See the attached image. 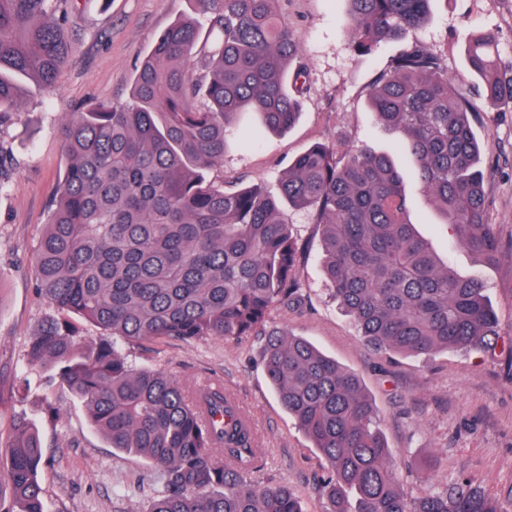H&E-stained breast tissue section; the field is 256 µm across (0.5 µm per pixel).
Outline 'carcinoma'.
Segmentation results:
<instances>
[{"mask_svg":"<svg viewBox=\"0 0 512 512\" xmlns=\"http://www.w3.org/2000/svg\"><path fill=\"white\" fill-rule=\"evenodd\" d=\"M193 2L195 15L178 17L141 62L129 101L79 110L60 129L67 162L35 253L36 288L58 317L28 337L29 363L54 371L111 447L160 471L167 492L143 512H303L288 487L250 479L263 449L224 386L190 389L134 367L123 349L253 334L266 337L267 378L326 469L325 512H501L471 479L411 496L360 377L308 340L267 328L271 310L301 291L300 248L279 218L286 202L321 228L332 295L369 346L417 357L498 335L484 282L459 275L417 234L391 154L312 146L288 166L277 196L209 178L242 117L276 133L296 123L307 69L278 0ZM347 2L355 54L400 42L369 85L370 110L416 165L442 223L494 264L479 106L448 76L446 59L413 38L431 0ZM75 4L0 0V119L20 97L15 76L46 94L58 87ZM465 62L480 98L512 101V63L498 55L494 30L469 34ZM75 317L102 330L99 342L81 346ZM0 447V512H45L37 426L16 416Z\"/></svg>","mask_w":512,"mask_h":512,"instance_id":"cac0c4a2","label":"carcinoma"}]
</instances>
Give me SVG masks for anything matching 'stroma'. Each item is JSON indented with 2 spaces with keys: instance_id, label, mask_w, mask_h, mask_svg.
<instances>
[{
  "instance_id": "stroma-1",
  "label": "stroma",
  "mask_w": 512,
  "mask_h": 512,
  "mask_svg": "<svg viewBox=\"0 0 512 512\" xmlns=\"http://www.w3.org/2000/svg\"><path fill=\"white\" fill-rule=\"evenodd\" d=\"M279 8L298 31L307 65L302 114L282 134L242 124L239 141L213 173L216 181L230 188L259 184L275 195L291 160L313 144H329L342 155L394 152L418 231L459 274L487 283L499 336L512 338V103L484 105L476 126L484 141L486 217L499 247L497 264L484 265L441 224L414 163L395 152L394 137L368 108V85L396 44L356 56L344 35L351 23L346 0H280ZM191 12L192 0H79L67 21L70 59L56 94L45 98L24 82L18 107L0 120V387L24 374L31 382L24 402L0 399V425L21 412L37 425L47 512H142L165 489L143 459L111 448L88 427L84 407L51 371L26 372L24 353L37 325L56 314L37 293L34 253L65 162L59 128L87 105L127 101L136 68L159 34ZM484 28L496 31L500 57L512 61V0H432L431 18L416 36L442 54L449 75L472 92L478 83L466 71L463 45L471 31ZM280 215L300 247L303 297L298 306L275 308L273 326L307 338L360 375L383 437L401 461L400 475L414 492L472 477L503 512H512V352L504 346L429 357L375 351L329 293L318 225L288 206ZM262 346L259 336L192 343L169 338L127 352L136 365L161 368L185 386L221 381L257 429L263 455L254 479L288 484L304 512H324L317 451L269 384ZM50 405L59 421L48 419Z\"/></svg>"
}]
</instances>
